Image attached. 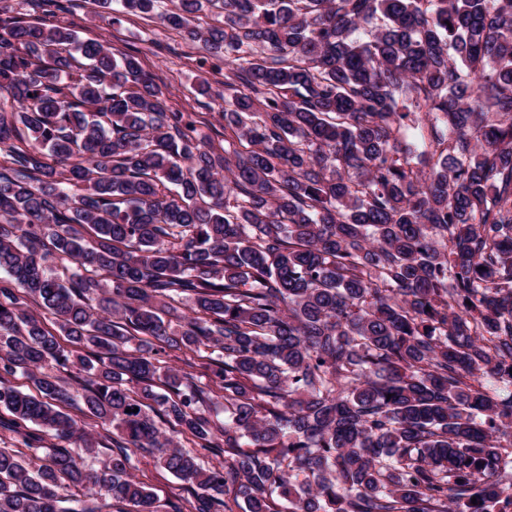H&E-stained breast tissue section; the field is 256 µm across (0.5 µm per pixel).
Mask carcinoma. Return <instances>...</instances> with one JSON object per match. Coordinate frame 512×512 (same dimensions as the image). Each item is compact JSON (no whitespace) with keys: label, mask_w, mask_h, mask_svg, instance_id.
I'll use <instances>...</instances> for the list:
<instances>
[{"label":"carcinoma","mask_w":512,"mask_h":512,"mask_svg":"<svg viewBox=\"0 0 512 512\" xmlns=\"http://www.w3.org/2000/svg\"><path fill=\"white\" fill-rule=\"evenodd\" d=\"M159 19L230 65L224 146L0 10V512H158L143 453L173 512H512V0ZM135 474L156 495L161 512H172L171 506L177 502L178 497L187 496L181 490L183 482L157 466L150 455H138Z\"/></svg>","instance_id":"obj_1"}]
</instances>
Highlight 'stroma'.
Segmentation results:
<instances>
[{
  "label": "stroma",
  "mask_w": 512,
  "mask_h": 512,
  "mask_svg": "<svg viewBox=\"0 0 512 512\" xmlns=\"http://www.w3.org/2000/svg\"><path fill=\"white\" fill-rule=\"evenodd\" d=\"M56 22L71 26L80 38L99 39L113 53L138 51L142 67L151 72L162 88L168 110L190 112L204 118L203 131L215 142H223L224 128L219 114L224 108V76L215 72L212 59L181 33L138 14L100 12L94 0H73L68 10L57 12ZM209 80L211 91L196 93L198 77ZM136 475L157 497L160 512H172L182 494V483L156 465L152 456L137 458Z\"/></svg>",
  "instance_id": "1"
}]
</instances>
